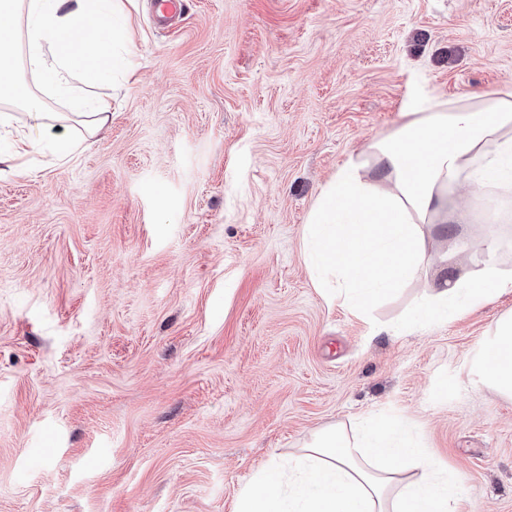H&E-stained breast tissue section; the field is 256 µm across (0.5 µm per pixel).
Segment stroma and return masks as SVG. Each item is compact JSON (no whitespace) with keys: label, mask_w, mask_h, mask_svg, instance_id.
<instances>
[{"label":"stroma","mask_w":512,"mask_h":512,"mask_svg":"<svg viewBox=\"0 0 512 512\" xmlns=\"http://www.w3.org/2000/svg\"><path fill=\"white\" fill-rule=\"evenodd\" d=\"M123 9L135 76L102 85L107 127L0 173V512H231L269 458L374 414L407 418L461 512H512V399L468 372L512 294L391 335L440 264L366 323L301 251L322 188L407 108L512 86V0ZM459 202L429 253L477 271L495 233L512 270V182ZM154 9L157 19L169 23L182 17L189 9L191 0H154Z\"/></svg>","instance_id":"35a3bbf8"}]
</instances>
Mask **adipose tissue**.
Here are the masks:
<instances>
[{
  "mask_svg": "<svg viewBox=\"0 0 512 512\" xmlns=\"http://www.w3.org/2000/svg\"><path fill=\"white\" fill-rule=\"evenodd\" d=\"M114 0H0V102L25 108L35 126L44 114L23 79L30 72L74 99L73 119L88 135L107 126L109 96L97 88L115 61ZM30 77V78H31ZM400 125L348 161L322 189L302 237L313 281L355 318L429 264L424 225L454 224L459 188L484 191L512 165V88L479 97L433 98L403 112ZM478 272L444 277L422 299L414 324L443 321L512 293V271L495 259ZM481 382L512 398V311L492 325L470 356ZM462 488L404 420L330 425L289 454L269 461L239 491L231 512H459Z\"/></svg>",
  "mask_w": 512,
  "mask_h": 512,
  "instance_id": "ef3b65f1",
  "label": "adipose tissue"
}]
</instances>
